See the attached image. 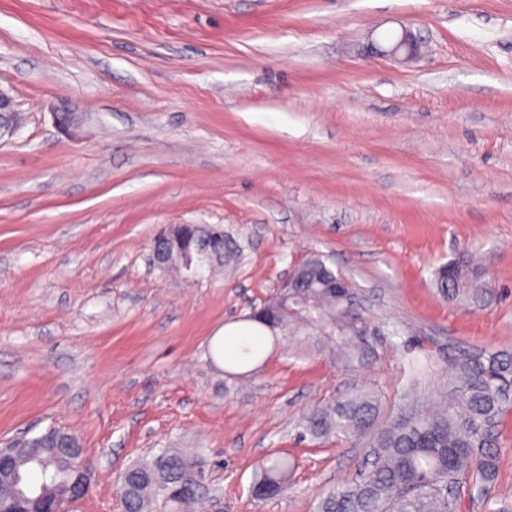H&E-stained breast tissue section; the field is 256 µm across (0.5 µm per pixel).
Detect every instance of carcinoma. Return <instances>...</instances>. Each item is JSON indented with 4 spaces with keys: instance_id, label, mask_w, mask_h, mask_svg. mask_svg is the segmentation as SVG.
I'll return each mask as SVG.
<instances>
[{
    "instance_id": "carcinoma-1",
    "label": "carcinoma",
    "mask_w": 512,
    "mask_h": 512,
    "mask_svg": "<svg viewBox=\"0 0 512 512\" xmlns=\"http://www.w3.org/2000/svg\"><path fill=\"white\" fill-rule=\"evenodd\" d=\"M162 243L171 269L219 262L226 249L221 224H196L189 234L167 229ZM434 276L442 297L484 301L485 290L466 258L439 266ZM290 278L288 295L276 294L248 320L262 324L274 337L306 330L319 350L332 351L346 366H366L377 358L375 345L360 336L369 316L360 308L356 286L334 287L339 274L323 255L309 254ZM511 411L512 351L487 349L458 352L450 364L448 386L432 411L408 393L401 415L381 425L376 398L362 389L313 408L299 426L301 440L357 438L371 457L370 477L332 488L318 502L317 512H461V492L480 497L497 476L498 428ZM38 460L24 469L27 486L62 490L68 485L74 465L70 455L51 446ZM196 464L191 455L163 448L129 466L122 479L125 512H186L200 501L190 484ZM291 473L288 460H267L256 476L254 498L280 496Z\"/></svg>"
}]
</instances>
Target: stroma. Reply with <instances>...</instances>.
Masks as SVG:
<instances>
[{"mask_svg": "<svg viewBox=\"0 0 512 512\" xmlns=\"http://www.w3.org/2000/svg\"><path fill=\"white\" fill-rule=\"evenodd\" d=\"M419 58L376 52L400 27ZM0 443L56 427L92 469L69 512H123L127 467L201 456L222 512H316L355 481L350 439L298 441L360 387L399 416L408 361L432 403L463 348L512 350V0H0ZM172 224H220L216 274L151 265ZM359 288L377 360L312 339L219 343L309 253ZM472 258L489 293L443 299ZM293 464L279 497L261 462ZM512 501V412L497 479L461 512ZM434 276L439 294L448 301L464 300L472 304L484 301L485 290L478 285V274L465 257L439 266ZM291 465L287 459L272 458L263 463L257 474L253 495L257 500H269L284 493L291 480Z\"/></svg>", "mask_w": 512, "mask_h": 512, "instance_id": "obj_1", "label": "stroma"}]
</instances>
